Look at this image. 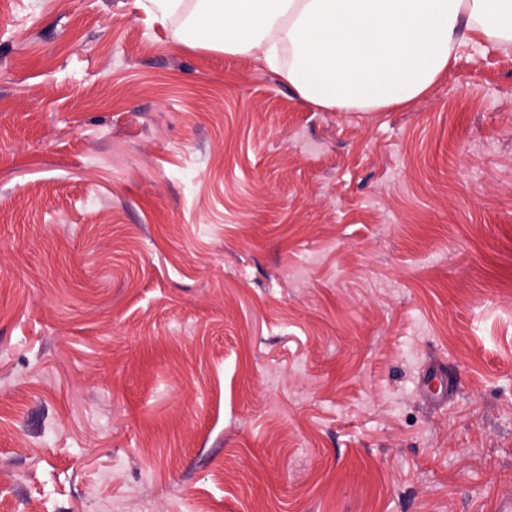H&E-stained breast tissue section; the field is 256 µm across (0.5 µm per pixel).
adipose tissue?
<instances>
[{
  "instance_id": "ef3b65f1",
  "label": "adipose tissue",
  "mask_w": 512,
  "mask_h": 512,
  "mask_svg": "<svg viewBox=\"0 0 512 512\" xmlns=\"http://www.w3.org/2000/svg\"><path fill=\"white\" fill-rule=\"evenodd\" d=\"M187 39L255 54L320 109L408 105L462 43L512 44V0H188Z\"/></svg>"
}]
</instances>
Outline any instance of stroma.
<instances>
[{
	"label": "stroma",
	"mask_w": 512,
	"mask_h": 512,
	"mask_svg": "<svg viewBox=\"0 0 512 512\" xmlns=\"http://www.w3.org/2000/svg\"><path fill=\"white\" fill-rule=\"evenodd\" d=\"M145 5L0 0V512L512 495V46L326 112Z\"/></svg>",
	"instance_id": "35a3bbf8"
}]
</instances>
